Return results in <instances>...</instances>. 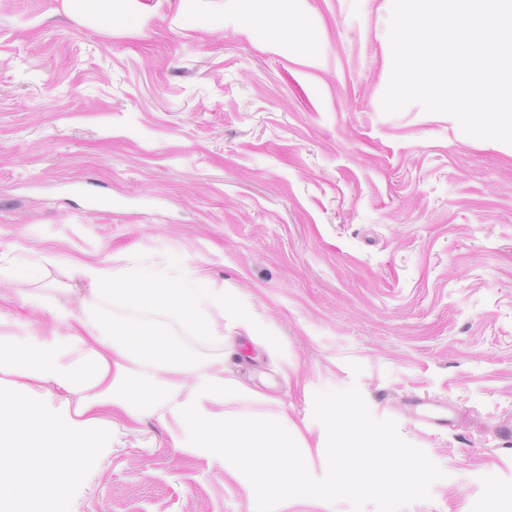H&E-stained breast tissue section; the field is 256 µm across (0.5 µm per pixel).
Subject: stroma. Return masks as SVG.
Wrapping results in <instances>:
<instances>
[{
    "label": "stroma",
    "mask_w": 512,
    "mask_h": 512,
    "mask_svg": "<svg viewBox=\"0 0 512 512\" xmlns=\"http://www.w3.org/2000/svg\"><path fill=\"white\" fill-rule=\"evenodd\" d=\"M392 0H0V347L57 341L70 391L32 383L39 421L85 435L54 512H352L263 497L162 403L81 415L95 360L60 310L142 316L197 369L263 393L197 410L287 411L327 471L313 416L358 387L443 471L402 512H512V145L412 103L384 113ZM90 263L181 283L202 270L237 312L205 336L90 295ZM420 395L456 414L408 418ZM428 404L425 398L414 395L410 398L405 405L406 414L419 422H423L428 426H434L437 428H447L452 426V419L448 418V415L443 413H421V409Z\"/></svg>",
    "instance_id": "1"
}]
</instances>
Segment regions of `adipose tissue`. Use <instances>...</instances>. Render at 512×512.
I'll return each mask as SVG.
<instances>
[{
	"mask_svg": "<svg viewBox=\"0 0 512 512\" xmlns=\"http://www.w3.org/2000/svg\"><path fill=\"white\" fill-rule=\"evenodd\" d=\"M82 274L92 290L113 291L145 308L171 310L192 323L204 334L215 328L209 318L211 309L226 307L223 293L211 288L206 277L190 278L185 287L165 282L153 270L139 271L132 279L116 282L100 267L86 264ZM109 341L116 358L97 354L85 375L88 395L82 406L89 412L98 407L125 406L164 402L174 406L179 424L195 438L212 448L224 461L228 471L249 470L256 474L258 488L266 497L285 501L301 489V476L307 465L305 455L295 451L301 438L286 413L263 420L236 418L228 414H201L193 401L181 399L183 377L195 376V389L212 399L247 396L259 393L243 385L224 370L211 369L192 374L183 362V354L163 330L135 320L112 324ZM12 359L20 370L37 380L70 389L74 373L64 364L50 343L34 342L16 349ZM27 385H18L10 396H0V512L21 501L37 500L44 506L64 495L70 475L79 462L81 435L69 431L59 441L44 443L38 450L36 466H29L19 448L29 437L23 420L30 414Z\"/></svg>",
	"mask_w": 512,
	"mask_h": 512,
	"instance_id": "1",
	"label": "adipose tissue"
}]
</instances>
